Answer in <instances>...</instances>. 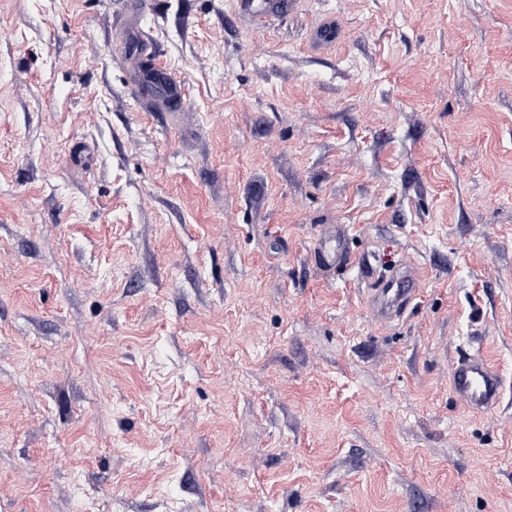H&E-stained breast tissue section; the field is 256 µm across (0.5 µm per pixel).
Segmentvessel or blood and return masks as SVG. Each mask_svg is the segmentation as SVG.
<instances>
[{
	"instance_id": "vessel-or-blood-1",
	"label": "vessel or blood",
	"mask_w": 512,
	"mask_h": 512,
	"mask_svg": "<svg viewBox=\"0 0 512 512\" xmlns=\"http://www.w3.org/2000/svg\"><path fill=\"white\" fill-rule=\"evenodd\" d=\"M246 4L260 21L272 15L287 13L290 6L289 0H246ZM346 239V225H324L314 248L316 260L330 270L351 266V255L345 246ZM418 288L419 278L408 264L379 277L370 294L374 317L382 322L396 319L415 298ZM449 383L452 393L475 411L491 413L500 403L503 381L480 349H472L454 362Z\"/></svg>"
}]
</instances>
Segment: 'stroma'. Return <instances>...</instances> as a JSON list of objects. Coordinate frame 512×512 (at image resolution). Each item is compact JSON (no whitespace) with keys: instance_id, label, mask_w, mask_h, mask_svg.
I'll return each instance as SVG.
<instances>
[{"instance_id":"1","label":"stroma","mask_w":512,"mask_h":512,"mask_svg":"<svg viewBox=\"0 0 512 512\" xmlns=\"http://www.w3.org/2000/svg\"><path fill=\"white\" fill-rule=\"evenodd\" d=\"M292 2L0 0V512H512V0ZM249 10L255 18L264 22L265 18L272 15L288 13L291 6L288 0H245ZM347 226L344 224H326L314 247L315 259L329 270H340L353 264L346 249ZM419 277L410 264H404L389 275L379 277L370 294L373 316L381 322L399 317L415 298ZM449 383L452 393L475 411L492 413L499 406L503 381L480 348L464 353L454 362Z\"/></svg>"}]
</instances>
